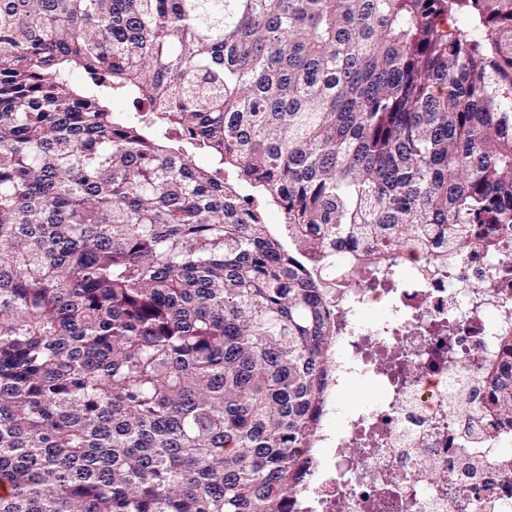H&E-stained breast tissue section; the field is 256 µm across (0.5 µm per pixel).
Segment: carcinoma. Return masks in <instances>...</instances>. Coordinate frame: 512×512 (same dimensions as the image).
Segmentation results:
<instances>
[{
  "label": "carcinoma",
  "mask_w": 512,
  "mask_h": 512,
  "mask_svg": "<svg viewBox=\"0 0 512 512\" xmlns=\"http://www.w3.org/2000/svg\"><path fill=\"white\" fill-rule=\"evenodd\" d=\"M471 224L512 225V0H0V512H278L310 255Z\"/></svg>",
  "instance_id": "carcinoma-1"
}]
</instances>
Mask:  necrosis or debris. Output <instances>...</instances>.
<instances>
[{
	"label": "necrosis or debris",
	"mask_w": 512,
	"mask_h": 512,
	"mask_svg": "<svg viewBox=\"0 0 512 512\" xmlns=\"http://www.w3.org/2000/svg\"><path fill=\"white\" fill-rule=\"evenodd\" d=\"M480 234L444 262L406 237L378 285L340 249L321 449L282 512H512V415L489 409L512 370V226ZM354 380L378 395L349 413Z\"/></svg>",
	"instance_id": "necrosis-or-debris-1"
}]
</instances>
